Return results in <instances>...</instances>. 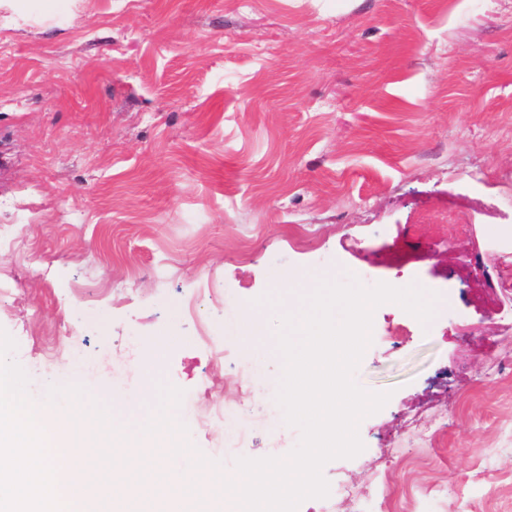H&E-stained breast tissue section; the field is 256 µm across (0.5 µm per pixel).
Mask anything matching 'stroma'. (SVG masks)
Listing matches in <instances>:
<instances>
[{
  "instance_id": "35a3bbf8",
  "label": "stroma",
  "mask_w": 512,
  "mask_h": 512,
  "mask_svg": "<svg viewBox=\"0 0 512 512\" xmlns=\"http://www.w3.org/2000/svg\"><path fill=\"white\" fill-rule=\"evenodd\" d=\"M512 0H23L0 9V328L35 389L171 414L221 472L286 456L283 365L225 324L288 274L420 282L330 485L512 512ZM456 252H449V242ZM150 396H143L144 387Z\"/></svg>"
}]
</instances>
